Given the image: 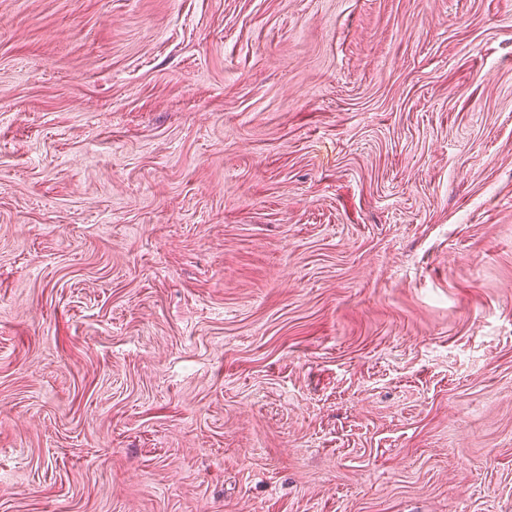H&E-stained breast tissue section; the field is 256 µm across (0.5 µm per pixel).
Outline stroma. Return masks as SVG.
Masks as SVG:
<instances>
[{
    "label": "stroma",
    "mask_w": 512,
    "mask_h": 512,
    "mask_svg": "<svg viewBox=\"0 0 512 512\" xmlns=\"http://www.w3.org/2000/svg\"><path fill=\"white\" fill-rule=\"evenodd\" d=\"M0 512H512V0H0Z\"/></svg>",
    "instance_id": "obj_1"
}]
</instances>
